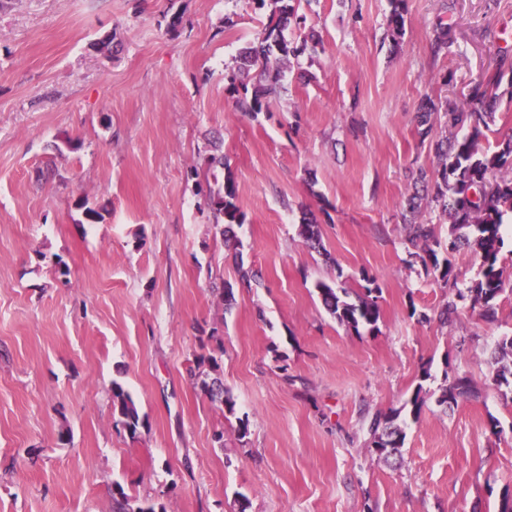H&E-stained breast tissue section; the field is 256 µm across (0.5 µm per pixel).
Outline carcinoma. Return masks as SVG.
Listing matches in <instances>:
<instances>
[{
	"instance_id": "1",
	"label": "carcinoma",
	"mask_w": 512,
	"mask_h": 512,
	"mask_svg": "<svg viewBox=\"0 0 512 512\" xmlns=\"http://www.w3.org/2000/svg\"><path fill=\"white\" fill-rule=\"evenodd\" d=\"M272 2L267 21L258 37L240 48L233 64L225 66L226 90L235 96L238 111L253 116L268 109L270 101L280 93L281 80L291 67L292 61L304 54H314L321 40L314 32L288 39L284 31L292 26L305 27L306 15L299 12L301 2L312 0H251L255 8H265ZM391 15L388 31L397 40L405 34V0H390ZM453 44L450 30L437 29L431 42L433 57L445 55ZM253 81L247 87L244 80ZM500 79H478L470 88L466 105L450 106L448 102H435L430 98L422 101L418 113L417 135L428 142L434 151L437 164L429 169L419 168L413 177V192L406 198V209L411 215L420 213L423 200L438 211L449 224L448 251L465 247L477 254L481 261V277L469 285L458 286L451 261L440 265L435 246L439 245L431 225L411 220L406 224L408 243L415 249L426 269L439 272V278L449 286L448 301L438 313V321L451 324L465 303L478 310L486 323L498 319V297L505 291L506 280L501 266L504 247L502 234L503 216L512 213V136L499 144L491 154L481 147L483 130L495 121ZM467 130L462 138L435 137L436 126ZM206 206L213 214L215 226L224 238L225 245L236 244L233 226L244 222V215L237 204L232 178L226 177L222 187L209 190ZM309 248L324 250L320 225L310 222L300 225L299 230ZM362 291L352 293L345 287L326 282L316 284L323 307L339 324L359 331L361 326L376 327L380 318L378 303L380 288L375 280L365 279ZM493 381L497 387L512 388V336H503L495 343L492 353ZM219 370L218 360L199 357L189 367L188 374L194 383L214 402L224 406L232 414L235 401L224 389L218 377L208 379L202 366ZM478 391L466 377L445 378L437 403L452 408L464 398H475ZM112 407L118 421L134 436L142 424L139 410L122 385L112 383ZM368 447L385 463L390 462L399 448L403 447L405 434L396 424V416L376 412L368 421ZM116 512H166L161 503L147 502L136 507L130 504L122 488L114 496Z\"/></svg>"
}]
</instances>
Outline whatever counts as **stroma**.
Masks as SVG:
<instances>
[{
  "label": "stroma",
  "mask_w": 512,
  "mask_h": 512,
  "mask_svg": "<svg viewBox=\"0 0 512 512\" xmlns=\"http://www.w3.org/2000/svg\"><path fill=\"white\" fill-rule=\"evenodd\" d=\"M406 9L394 50L389 0L301 5L324 50L252 116L224 81L266 20L249 0H0V512H113L118 487L169 512H499L512 401L489 360L512 335V289L495 323L468 308L432 321L448 289L411 255L403 214L411 169L435 161L417 136L423 96L461 103L503 70L481 144L512 135V0ZM442 24L454 43L434 58ZM216 135V176L245 215L234 251L203 205ZM87 205L102 220L87 223ZM306 212L325 253L299 235ZM423 216L459 283L477 280L479 257L447 254V223ZM238 254L258 284L240 285ZM367 277L380 319L354 332L315 285ZM202 355L235 413L189 381ZM448 375L479 397L443 410ZM116 381L137 434L112 413ZM375 412L398 413L406 434L389 464L367 447Z\"/></svg>",
  "instance_id": "35a3bbf8"
}]
</instances>
